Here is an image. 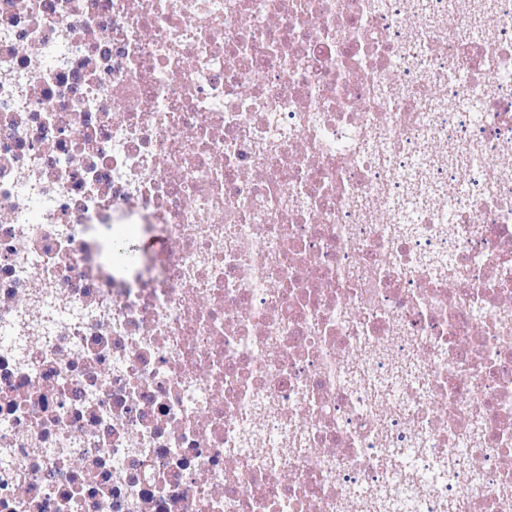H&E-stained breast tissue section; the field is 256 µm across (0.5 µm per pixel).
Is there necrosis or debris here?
<instances>
[{
  "label": "necrosis or debris",
  "instance_id": "obj_1",
  "mask_svg": "<svg viewBox=\"0 0 512 512\" xmlns=\"http://www.w3.org/2000/svg\"><path fill=\"white\" fill-rule=\"evenodd\" d=\"M462 3L0 0V512H512Z\"/></svg>",
  "mask_w": 512,
  "mask_h": 512
}]
</instances>
